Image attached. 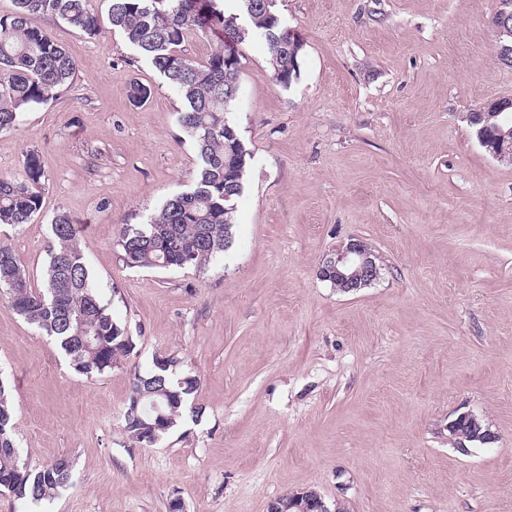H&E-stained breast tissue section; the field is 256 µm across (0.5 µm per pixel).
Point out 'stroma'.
<instances>
[{"label": "stroma", "instance_id": "35a3bbf8", "mask_svg": "<svg viewBox=\"0 0 512 512\" xmlns=\"http://www.w3.org/2000/svg\"><path fill=\"white\" fill-rule=\"evenodd\" d=\"M94 5L96 35L43 22L77 70L0 133V175L23 177L32 149L45 172L40 214L0 242L42 286L68 213L135 348L87 379L0 299L21 455L72 460L54 499L0 491V512H267L303 488L344 512H512V163L468 121L512 99L498 0H277L304 43L300 77L277 83L263 42L245 45L234 118L252 157L231 245L201 271L120 259L121 226L188 189L197 157L178 93ZM353 239L380 276L345 293L320 267ZM170 354L199 379L202 413L128 447L133 374ZM463 413L494 440L459 451L448 424Z\"/></svg>", "mask_w": 512, "mask_h": 512}]
</instances>
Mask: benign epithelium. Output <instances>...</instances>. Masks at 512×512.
<instances>
[{"label": "benign epithelium", "mask_w": 512, "mask_h": 512, "mask_svg": "<svg viewBox=\"0 0 512 512\" xmlns=\"http://www.w3.org/2000/svg\"><path fill=\"white\" fill-rule=\"evenodd\" d=\"M320 276L332 283H338L341 291L350 292L371 284L379 276V266L375 256L359 240H354L336 250L327 258L321 268ZM449 439L465 438L470 441L485 442L490 439L489 430L472 414H462L448 423ZM268 512H334L325 498L313 489H301L272 500Z\"/></svg>", "instance_id": "obj_1"}]
</instances>
